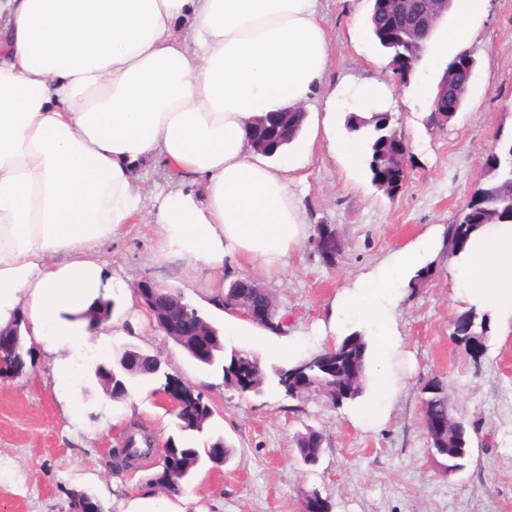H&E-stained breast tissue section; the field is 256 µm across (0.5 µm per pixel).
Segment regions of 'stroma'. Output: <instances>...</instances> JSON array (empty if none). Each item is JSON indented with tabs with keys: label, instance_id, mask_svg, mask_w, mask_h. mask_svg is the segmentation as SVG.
Segmentation results:
<instances>
[{
	"label": "stroma",
	"instance_id": "stroma-1",
	"mask_svg": "<svg viewBox=\"0 0 512 512\" xmlns=\"http://www.w3.org/2000/svg\"><path fill=\"white\" fill-rule=\"evenodd\" d=\"M369 0H320L330 44L329 72L310 99L308 123L297 144L308 146L303 183L294 190L310 226L329 224L344 243L327 266L309 240L294 246L285 267L255 275L276 298L288 329L257 336L244 322L226 324L227 346L256 352L264 369L299 362L331 348L353 332L376 343L378 328L349 313H333L343 291L423 239L432 247L420 265L427 274L402 286L392 311L396 349L389 387H377V357L369 355L364 395L332 406L285 396L276 383L263 394L241 395L225 386L220 371L198 365L156 329L141 304H123L117 335L106 337L94 360L133 344L158 357L165 371L203 394L214 410L208 433L222 436L232 458L218 468L199 469L181 493L158 483L159 456L135 470L108 473L104 462L121 447L130 428L140 427L164 443L173 418L160 402V381L133 387L115 401L86 376L69 390L59 388L51 358H34L13 378L0 382V512H69L72 492L85 491L104 512H153L165 501L169 512H304L306 492L315 490L330 512H512V320L503 319L476 296L458 289L446 247L448 226L476 188L498 139L512 138V0H486L472 50L478 60L464 108L444 127L429 122L421 99L422 80L436 79L441 64L422 59L409 86L397 88L385 56L370 39ZM382 84L385 95L362 102V84ZM336 97L342 112L388 111L406 136L408 179L395 197L377 191L366 168H348L321 135L324 103ZM157 228L143 221L102 249L108 272L128 284L151 279L181 291L206 310L201 280L183 261L152 259ZM468 311L485 319L481 349L471 353L455 334ZM439 379L450 412L471 439V458L458 473L441 472L428 455L423 424V387ZM323 435L315 467L295 450L298 432Z\"/></svg>",
	"mask_w": 512,
	"mask_h": 512
}]
</instances>
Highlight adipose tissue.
Wrapping results in <instances>:
<instances>
[{
	"instance_id": "ef3b65f1",
	"label": "adipose tissue",
	"mask_w": 512,
	"mask_h": 512,
	"mask_svg": "<svg viewBox=\"0 0 512 512\" xmlns=\"http://www.w3.org/2000/svg\"><path fill=\"white\" fill-rule=\"evenodd\" d=\"M484 0H454L431 40L439 60L470 45ZM318 0H0V325L22 307L26 336L53 355L59 382L93 335L77 320L106 277L102 248L150 215L155 257H177L224 307L218 271L271 270L306 235L291 190L305 156L279 164L252 150L258 116L306 105L329 70ZM173 180L144 204L141 163ZM408 247L342 298L381 325ZM459 287L512 313V224L478 235L456 267Z\"/></svg>"
}]
</instances>
